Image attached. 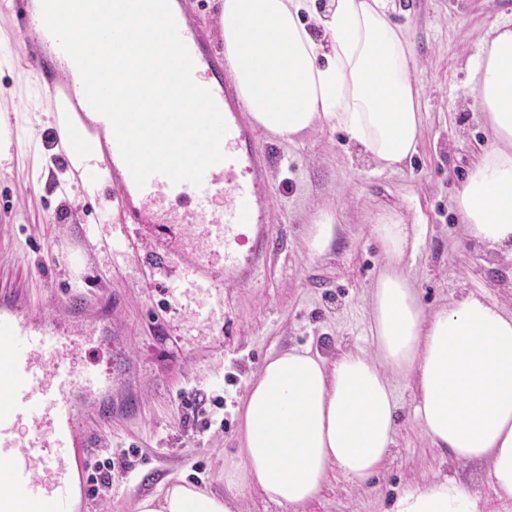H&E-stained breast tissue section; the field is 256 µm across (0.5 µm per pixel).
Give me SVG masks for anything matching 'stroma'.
I'll use <instances>...</instances> for the list:
<instances>
[{"label": "stroma", "instance_id": "stroma-1", "mask_svg": "<svg viewBox=\"0 0 512 512\" xmlns=\"http://www.w3.org/2000/svg\"><path fill=\"white\" fill-rule=\"evenodd\" d=\"M408 34L425 128L417 154L398 170L378 168L346 136L323 125L297 144L269 133L256 141L272 159L266 195L271 249L244 284L206 288L185 266L155 264L134 225L123 223L105 184L86 187L64 163L42 115L48 105L31 73L12 60L25 40L0 9V289L33 301L69 293L110 301L126 333L131 370L117 389L138 413L105 429L112 488L92 512H133L172 474L226 492L238 466L237 407L265 359L292 347L325 356L369 350L368 312L385 262L368 220L384 209L425 227L407 259L426 311L469 294L512 311V260L469 237L455 195L488 130L470 90L483 41L512 22V0H391ZM338 213V241L313 256L306 243L318 210ZM398 429L376 477L353 484L331 475L300 512H383L402 490L452 478L476 492L483 512H512L494 493L488 466L431 448L413 420L415 387L393 381Z\"/></svg>", "mask_w": 512, "mask_h": 512}]
</instances>
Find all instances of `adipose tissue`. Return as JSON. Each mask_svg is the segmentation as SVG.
Here are the masks:
<instances>
[{
  "label": "adipose tissue",
  "mask_w": 512,
  "mask_h": 512,
  "mask_svg": "<svg viewBox=\"0 0 512 512\" xmlns=\"http://www.w3.org/2000/svg\"><path fill=\"white\" fill-rule=\"evenodd\" d=\"M387 0H219L224 56L246 112L283 143L325 124L381 169H399L424 130L413 54ZM473 99L490 136L461 182L469 235L512 258V26L496 28L475 65ZM370 230L388 258L371 297L372 351L328 359L292 348L270 356L238 407L242 470L229 494L170 476L135 512H240L239 491L298 508L337 473L357 483L386 461L397 427L392 377L416 384L413 415L436 448L485 461L499 499L512 500V311L478 295L426 313L401 264L421 225L396 211ZM387 512H482L456 480L399 493Z\"/></svg>",
  "instance_id": "1"
}]
</instances>
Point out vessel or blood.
<instances>
[{"mask_svg": "<svg viewBox=\"0 0 512 512\" xmlns=\"http://www.w3.org/2000/svg\"><path fill=\"white\" fill-rule=\"evenodd\" d=\"M179 33L194 61L193 78L213 94L228 126L222 141L224 161L209 168L201 186L172 183L152 175L137 187L118 147H111L112 193L125 223L146 230L154 259L167 263L180 255L194 257L198 280L224 277L246 282L270 248L271 221L262 194L268 155L255 148L257 133L239 100L223 55L212 45L198 15L204 0L188 8L170 0ZM19 21L36 54L20 62L39 83L51 82L67 55L45 29L41 9L25 0ZM95 131L88 117L67 128L63 147L80 151ZM188 196L184 212L168 205L172 193ZM202 233H195L196 225ZM112 305L100 304L89 316L78 294L53 306L37 305L18 290L0 292V466L7 483L0 489V512H73L74 475L84 471L102 447L101 429L113 419L112 370L74 373L68 367L89 344H115Z\"/></svg>", "mask_w": 512, "mask_h": 512, "instance_id": "vessel-or-blood-1", "label": "vessel or blood"}]
</instances>
